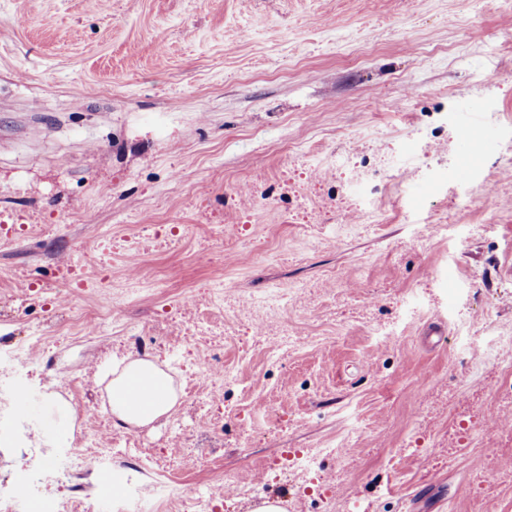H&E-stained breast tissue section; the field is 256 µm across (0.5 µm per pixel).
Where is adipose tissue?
Instances as JSON below:
<instances>
[{"label": "adipose tissue", "mask_w": 512, "mask_h": 512, "mask_svg": "<svg viewBox=\"0 0 512 512\" xmlns=\"http://www.w3.org/2000/svg\"><path fill=\"white\" fill-rule=\"evenodd\" d=\"M107 387L115 425L146 427L171 413L178 395L171 377L154 361L138 357L112 362Z\"/></svg>", "instance_id": "adipose-tissue-1"}]
</instances>
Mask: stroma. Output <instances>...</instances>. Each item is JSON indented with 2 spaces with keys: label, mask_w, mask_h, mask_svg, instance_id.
Here are the masks:
<instances>
[{
  "label": "stroma",
  "mask_w": 512,
  "mask_h": 512,
  "mask_svg": "<svg viewBox=\"0 0 512 512\" xmlns=\"http://www.w3.org/2000/svg\"><path fill=\"white\" fill-rule=\"evenodd\" d=\"M97 285L112 319L88 338ZM273 288L287 304L257 314ZM15 350L41 366L20 418L62 424L57 395L114 448L84 476L102 490L130 451L100 372L148 354L180 399L134 435L214 512H249L257 480L285 512H512V5L0 0ZM296 450L321 451L316 486Z\"/></svg>",
  "instance_id": "obj_1"
}]
</instances>
